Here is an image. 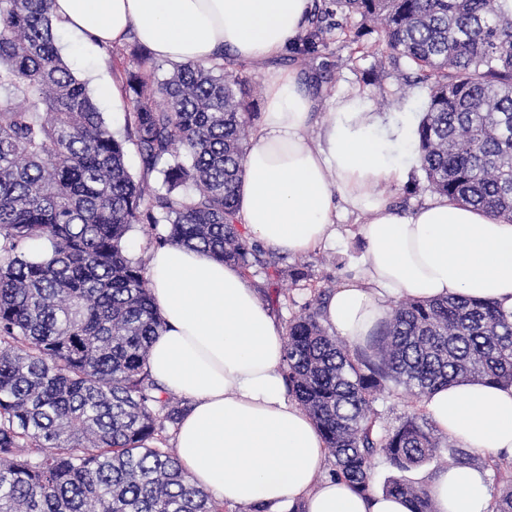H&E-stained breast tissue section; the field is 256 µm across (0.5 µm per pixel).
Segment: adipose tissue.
Returning <instances> with one entry per match:
<instances>
[{"instance_id": "adipose-tissue-1", "label": "adipose tissue", "mask_w": 512, "mask_h": 512, "mask_svg": "<svg viewBox=\"0 0 512 512\" xmlns=\"http://www.w3.org/2000/svg\"><path fill=\"white\" fill-rule=\"evenodd\" d=\"M313 8V0H54L52 15L98 47L133 36L179 65L227 52L261 64L298 37ZM265 100L236 187V221L263 249L303 254L335 238L337 209L363 219V271L329 299L330 332L359 344L405 297L512 309L511 221L444 196L406 215L392 207L393 189L420 163L410 121L387 119L355 94L336 100L306 137L317 104L291 71L268 79ZM147 277L164 322L148 368L188 402L172 445L192 484L260 512H409L403 500L323 476L324 439L288 395L285 330L236 267L167 244L149 252ZM422 406L461 447L512 460V386L455 383ZM427 490L436 512H492L479 468H448Z\"/></svg>"}]
</instances>
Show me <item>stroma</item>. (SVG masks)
<instances>
[{
	"label": "stroma",
	"mask_w": 512,
	"mask_h": 512,
	"mask_svg": "<svg viewBox=\"0 0 512 512\" xmlns=\"http://www.w3.org/2000/svg\"><path fill=\"white\" fill-rule=\"evenodd\" d=\"M57 45L62 48L67 61L82 78L94 95L113 132H123L127 100L112 97L110 88L120 69L131 66V51L140 50L136 39H128L113 46L111 52L95 47L84 37L60 28L56 31ZM227 71L248 78L255 87V109L263 111L265 81L281 70L295 71L316 99V118H323L330 105L338 98L360 91L378 111L389 117H409L420 121L425 110L429 87L417 81L416 68L408 61L392 62L388 54L363 57L354 53L345 35L331 29L318 51L303 54L295 47L271 61L264 68L251 62L234 59ZM338 237L332 243L313 252L284 256L281 265L289 268L305 265L312 270V287L294 283L286 273L274 279L265 275L251 277L252 286L258 287L262 300L281 323H288L302 312L311 299L312 288L335 289L359 268L365 243L360 235V222L355 215H341L337 222Z\"/></svg>",
	"instance_id": "1"
}]
</instances>
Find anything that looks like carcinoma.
Returning a JSON list of instances; mask_svg holds the SVG:
<instances>
[{"label": "carcinoma", "mask_w": 512, "mask_h": 512, "mask_svg": "<svg viewBox=\"0 0 512 512\" xmlns=\"http://www.w3.org/2000/svg\"><path fill=\"white\" fill-rule=\"evenodd\" d=\"M53 0H0V512H220L167 448L186 409L147 369L163 330L146 260L129 252L135 224L253 277L274 262L238 224L251 111L249 82L224 64H185L154 82L121 76L131 110L116 136L60 56ZM380 24L394 60L429 83L419 122L433 190L512 220V0H335ZM325 30L317 19L303 49ZM363 27L345 36L367 56ZM133 147L140 179L125 158ZM161 187L148 191L150 178ZM48 241L53 256L28 259ZM286 328L288 392L323 432L332 476L371 490L382 454L401 471L442 451L429 418L379 424L374 394L416 400L451 383L512 386V311L493 302L405 299L351 349L321 322L326 292ZM155 445H150V442ZM383 493L434 512L427 489L391 479Z\"/></svg>", "instance_id": "cac0c4a2"}]
</instances>
